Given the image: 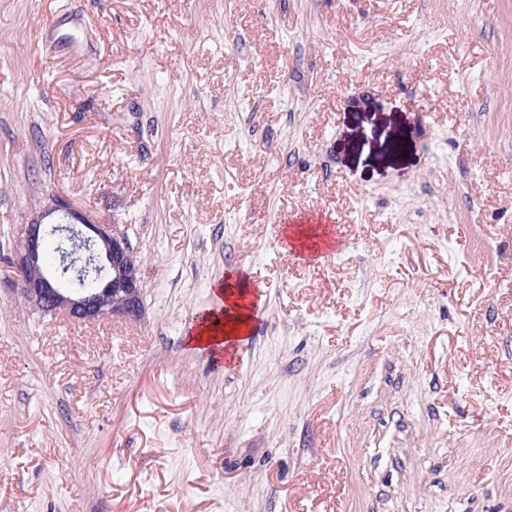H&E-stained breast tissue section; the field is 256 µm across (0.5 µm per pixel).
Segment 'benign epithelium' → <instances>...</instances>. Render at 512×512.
Segmentation results:
<instances>
[{
  "label": "benign epithelium",
  "instance_id": "7a95c632",
  "mask_svg": "<svg viewBox=\"0 0 512 512\" xmlns=\"http://www.w3.org/2000/svg\"><path fill=\"white\" fill-rule=\"evenodd\" d=\"M62 245L64 263L46 269V245ZM131 245L119 224H100L58 197L21 225L12 259L21 297L45 313H64L92 325L106 320L137 321L144 310L139 268L127 262ZM81 250L88 269H72Z\"/></svg>",
  "mask_w": 512,
  "mask_h": 512
}]
</instances>
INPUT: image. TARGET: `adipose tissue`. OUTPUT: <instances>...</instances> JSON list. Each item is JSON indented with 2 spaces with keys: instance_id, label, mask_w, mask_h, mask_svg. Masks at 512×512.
Here are the masks:
<instances>
[{
  "instance_id": "1",
  "label": "adipose tissue",
  "mask_w": 512,
  "mask_h": 512,
  "mask_svg": "<svg viewBox=\"0 0 512 512\" xmlns=\"http://www.w3.org/2000/svg\"><path fill=\"white\" fill-rule=\"evenodd\" d=\"M212 289L225 302L223 313L203 318L187 344L192 350L214 357L222 355L233 340L247 334L252 306L246 301L250 289L243 274H229L214 280Z\"/></svg>"
}]
</instances>
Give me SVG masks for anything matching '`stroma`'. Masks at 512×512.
Segmentation results:
<instances>
[{
  "label": "stroma",
  "mask_w": 512,
  "mask_h": 512,
  "mask_svg": "<svg viewBox=\"0 0 512 512\" xmlns=\"http://www.w3.org/2000/svg\"><path fill=\"white\" fill-rule=\"evenodd\" d=\"M53 195L140 321L22 299ZM0 512H512V0H0ZM213 292L224 299L228 306L218 312H211L205 318L207 312L202 313L195 320L194 336H188L186 344L198 353L210 355L214 361H219L214 356L223 357L227 348L232 346V341L240 339L249 333L248 327L251 321L253 302L245 300L251 294L248 279L241 272L235 276L227 274L224 279H216L212 282Z\"/></svg>",
  "instance_id": "1"
}]
</instances>
